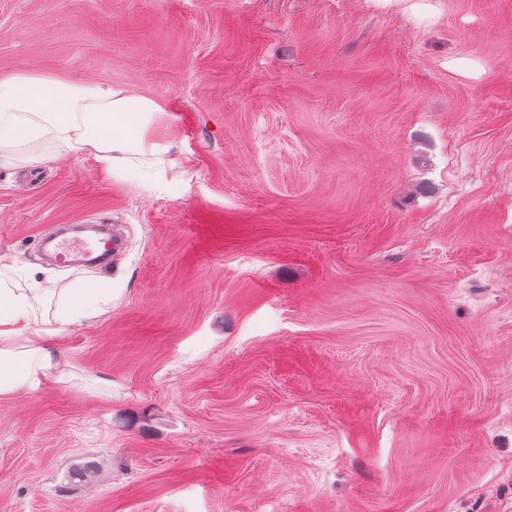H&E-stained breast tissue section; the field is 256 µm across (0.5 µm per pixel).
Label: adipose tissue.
Segmentation results:
<instances>
[{
    "label": "adipose tissue",
    "mask_w": 512,
    "mask_h": 512,
    "mask_svg": "<svg viewBox=\"0 0 512 512\" xmlns=\"http://www.w3.org/2000/svg\"><path fill=\"white\" fill-rule=\"evenodd\" d=\"M161 107L154 100L57 77L18 73L0 78V151L26 154L50 136L74 155L94 153L115 168L141 153L143 134ZM16 261L0 256V399L37 389L43 382H68L67 364L50 341L112 309V283L77 279L65 288L11 277Z\"/></svg>",
    "instance_id": "ef3b65f1"
}]
</instances>
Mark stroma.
Instances as JSON below:
<instances>
[{
    "mask_svg": "<svg viewBox=\"0 0 512 512\" xmlns=\"http://www.w3.org/2000/svg\"><path fill=\"white\" fill-rule=\"evenodd\" d=\"M416 2L0 0V77L161 107L148 180L0 157L13 279L112 282L0 400V512H512V0Z\"/></svg>",
    "mask_w": 512,
    "mask_h": 512,
    "instance_id": "1",
    "label": "stroma"
}]
</instances>
